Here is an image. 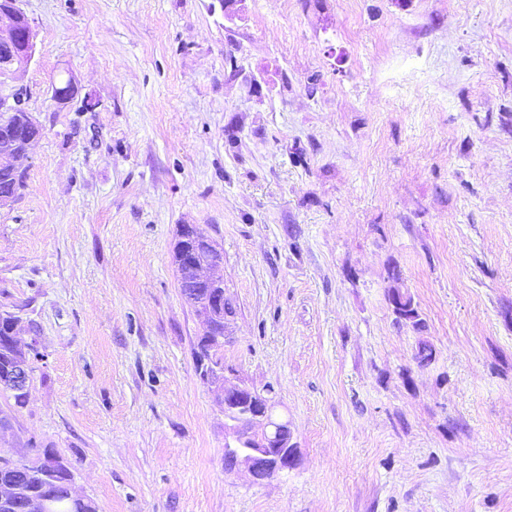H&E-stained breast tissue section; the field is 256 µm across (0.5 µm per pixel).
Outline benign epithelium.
<instances>
[{"instance_id": "1", "label": "benign epithelium", "mask_w": 512, "mask_h": 512, "mask_svg": "<svg viewBox=\"0 0 512 512\" xmlns=\"http://www.w3.org/2000/svg\"><path fill=\"white\" fill-rule=\"evenodd\" d=\"M19 0H0V80L11 78L34 57L36 33L18 6ZM0 112H24L27 123L37 122L30 113L26 94L17 88L0 93ZM199 229L190 224L180 228V243L175 254L178 281L208 288L194 303L196 314L206 325L203 338L210 347L224 345L231 335L235 312L226 297L224 277L214 259V244L199 248L194 241ZM202 376L215 388L224 407V461L228 469L244 468L254 483H264L293 469L298 462L297 445L288 420L278 415L276 402L269 394L249 387L238 379L232 366L223 360L210 363ZM29 363H20L0 376V388L28 396ZM24 489L10 481L0 482V503L18 502Z\"/></svg>"}]
</instances>
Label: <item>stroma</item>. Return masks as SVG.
<instances>
[{"label":"stroma","mask_w":512,"mask_h":512,"mask_svg":"<svg viewBox=\"0 0 512 512\" xmlns=\"http://www.w3.org/2000/svg\"><path fill=\"white\" fill-rule=\"evenodd\" d=\"M209 4L19 2L41 134L0 311L40 356L0 449H55L98 512H512V0ZM183 224L224 257L226 363L294 431L262 485L224 470Z\"/></svg>","instance_id":"35a3bbf8"}]
</instances>
